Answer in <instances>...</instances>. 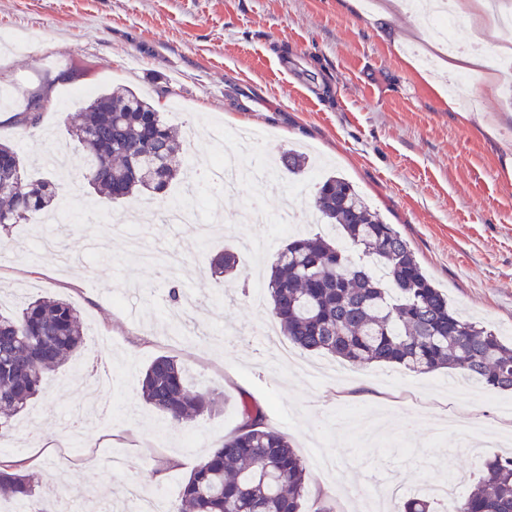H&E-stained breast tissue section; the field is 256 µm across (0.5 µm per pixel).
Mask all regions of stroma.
Wrapping results in <instances>:
<instances>
[{
	"label": "stroma",
	"instance_id": "stroma-1",
	"mask_svg": "<svg viewBox=\"0 0 512 512\" xmlns=\"http://www.w3.org/2000/svg\"><path fill=\"white\" fill-rule=\"evenodd\" d=\"M375 0H0V141L18 145L27 167L59 186L67 208L82 213L58 238L70 267L44 251L37 220L0 237L10 264L0 267V309L42 296L79 310L86 343L49 372L42 394L13 421L0 459L24 460L34 444L51 445L38 462L41 502L61 512H110L126 484L165 491L178 503L200 456L220 446L237 424L241 399L258 402L272 428L285 433L310 466L306 512L319 505L361 512L347 485L361 489L393 474L406 491L456 471L469 489L492 448L457 434L435 436L439 417L494 420L512 430V392L490 387L471 396L470 381L445 372L414 373L376 364L348 368V391L335 377L314 380L300 363L330 364L296 351L298 366L273 362L262 331L268 307L249 292L266 286L270 262L291 233L321 229L313 209L314 176L339 174L408 240L426 274L452 305L512 340V176L501 165V141L512 142V98L482 92L477 72L466 98L450 99L438 63L421 40L422 12L389 20L373 16ZM64 70L77 72L60 80ZM55 80V106L35 133L17 123L30 92ZM127 87L167 110L188 132L185 159L236 151V135L264 132V154L304 153L301 174H277L279 190L243 181L236 194L208 209V189L195 188V221L157 223L178 270L128 255L126 223L135 200L108 202L80 178L82 150L67 134L69 116L90 96ZM496 120L495 135L463 125L458 110ZM274 215L296 211L294 231L246 224L244 206ZM238 250L237 273L212 277L205 254ZM197 294L181 327L167 319L170 284ZM170 355L190 381L223 392L213 413L174 429L139 394L151 361ZM96 395L109 427L73 429L74 408ZM332 452L333 474L312 465ZM124 460L122 472L87 465L83 456ZM177 465H168V458Z\"/></svg>",
	"mask_w": 512,
	"mask_h": 512
}]
</instances>
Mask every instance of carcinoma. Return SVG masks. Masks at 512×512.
<instances>
[{"instance_id":"cac0c4a2","label":"carcinoma","mask_w":512,"mask_h":512,"mask_svg":"<svg viewBox=\"0 0 512 512\" xmlns=\"http://www.w3.org/2000/svg\"><path fill=\"white\" fill-rule=\"evenodd\" d=\"M50 88L33 93L17 123L34 128ZM69 132L83 147L81 178L108 200L147 195L165 202L183 178V140L150 100L127 88L103 91L71 117ZM279 169L301 172V155L287 152ZM59 191L30 175L16 147L0 143V228L58 209ZM315 208L328 232L294 238L274 257L267 291L270 313L298 348L352 364L380 363L426 373L448 370L512 391V342L463 316L425 275L409 242L384 222L345 178L316 185ZM348 238L355 258L340 246ZM215 276L238 267L224 251L210 259ZM78 309L41 297L0 312V438L10 419L42 390L45 375L83 344ZM142 397L169 424L215 411L222 393L191 385L177 359L162 355L147 367ZM262 407L240 402L238 425L223 445L201 458L182 488L177 512H303L308 472L288 438L265 423ZM479 480L445 512H512V456L485 461ZM36 478L21 464L0 470V497L16 512L34 508Z\"/></svg>"}]
</instances>
